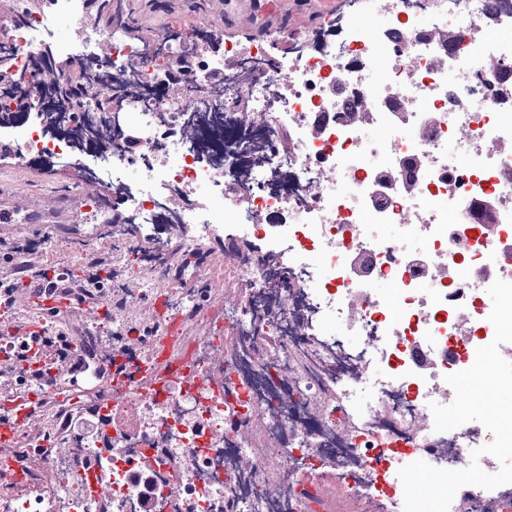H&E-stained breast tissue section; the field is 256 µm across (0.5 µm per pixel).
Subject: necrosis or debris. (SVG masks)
Wrapping results in <instances>:
<instances>
[{
  "label": "necrosis or debris",
  "instance_id": "1",
  "mask_svg": "<svg viewBox=\"0 0 512 512\" xmlns=\"http://www.w3.org/2000/svg\"><path fill=\"white\" fill-rule=\"evenodd\" d=\"M383 25L358 20L274 75L251 72L215 101L211 73L263 59V41L220 40L182 71V44L145 61V44L111 28L100 70L137 67L142 82L179 74L176 93L129 88L138 156L106 149L114 199L133 220L176 227L170 260L143 266L113 321L123 357L163 338L129 335L128 318L161 304L176 315L172 351L152 384L115 408L112 435L61 434L37 447L21 480H0V512H142L131 465L146 462L160 512H305L296 475L322 459L351 494L392 496L399 471L470 463L492 439L472 421L439 432L431 403L448 373L494 338L488 287L512 282V18L487 22L488 0H373ZM86 0H15L0 15L12 68L32 84L39 46ZM458 31L449 49L435 32ZM384 80H375L376 72ZM364 108L362 122L348 113ZM54 114L0 126L16 168L51 157L81 163L70 137L44 133ZM251 124L287 154L247 160L226 138ZM224 245V306L201 252ZM392 284L381 293L376 281ZM348 336L363 337L354 349ZM180 485L179 494L166 490Z\"/></svg>",
  "mask_w": 512,
  "mask_h": 512
}]
</instances>
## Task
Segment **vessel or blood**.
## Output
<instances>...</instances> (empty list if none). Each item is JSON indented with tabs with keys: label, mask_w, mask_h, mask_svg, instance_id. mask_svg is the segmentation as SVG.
<instances>
[{
	"label": "vessel or blood",
	"mask_w": 512,
	"mask_h": 512,
	"mask_svg": "<svg viewBox=\"0 0 512 512\" xmlns=\"http://www.w3.org/2000/svg\"><path fill=\"white\" fill-rule=\"evenodd\" d=\"M54 282L50 275L24 276L22 290L0 303L5 310L22 305L31 311L23 319L0 320V334L18 339L22 346L21 357L0 362V447L6 450L0 457V477L4 479L23 472L24 459L15 451L17 436L41 409L56 403L74 405L78 375L86 368L89 352L97 354L102 388L116 400L146 382L153 372L148 359L122 361L114 357L111 338L97 335V328L112 320V306L106 298L75 303L54 294ZM54 312L63 313L73 326L91 332L92 346L72 341L62 349L48 344L46 319ZM24 363L34 372V387L24 388L18 382ZM298 491L309 500L314 512H348L350 508L344 494L329 490L321 482L301 481Z\"/></svg>",
	"instance_id": "b4317fda"
}]
</instances>
